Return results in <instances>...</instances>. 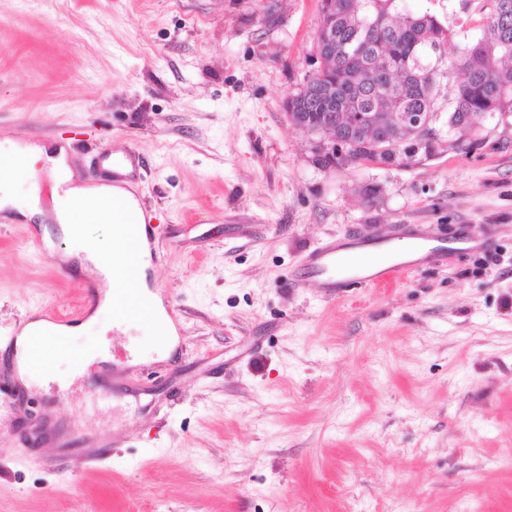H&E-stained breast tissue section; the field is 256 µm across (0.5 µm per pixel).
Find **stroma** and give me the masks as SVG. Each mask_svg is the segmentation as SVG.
Instances as JSON below:
<instances>
[{
  "mask_svg": "<svg viewBox=\"0 0 512 512\" xmlns=\"http://www.w3.org/2000/svg\"><path fill=\"white\" fill-rule=\"evenodd\" d=\"M483 4L416 0L450 61ZM319 23V0H0V141L64 147L87 188L135 146L146 282L181 326L104 308L22 387L0 343V512H512V117L407 168L323 170L285 119ZM39 206L0 223V325L101 284ZM412 229L485 248L330 298L303 274L328 239Z\"/></svg>",
  "mask_w": 512,
  "mask_h": 512,
  "instance_id": "1",
  "label": "stroma"
}]
</instances>
